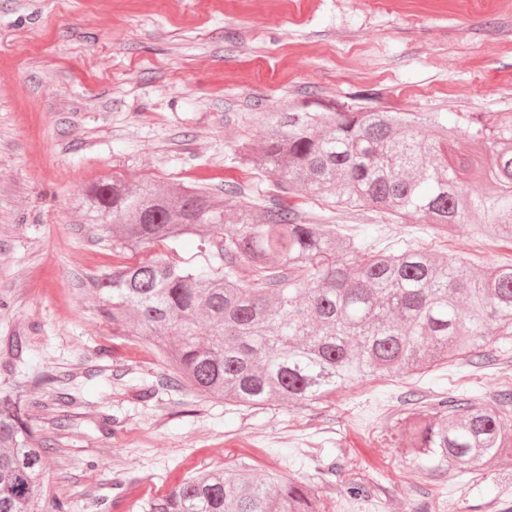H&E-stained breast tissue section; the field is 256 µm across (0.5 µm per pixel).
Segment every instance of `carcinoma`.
Listing matches in <instances>:
<instances>
[{
  "mask_svg": "<svg viewBox=\"0 0 512 512\" xmlns=\"http://www.w3.org/2000/svg\"><path fill=\"white\" fill-rule=\"evenodd\" d=\"M460 120L484 150L465 164L455 162L439 112L299 103L272 113L261 147L236 150L242 165L276 177L277 195L262 204L232 180L221 197L201 186L97 179L77 206L112 250L149 252L195 235L208 253L204 265L155 253L103 271L93 281L102 313L113 331L138 330L172 363L167 385L247 408L318 405L369 377L476 365L488 351L511 360L512 263L476 275L435 240L476 217L474 235L512 241V118ZM474 177L490 192L466 193ZM299 193L392 221L416 215L429 240L379 248L282 202ZM400 420L416 484L450 467L478 477L488 458L512 477V387L487 401L453 390L423 397ZM30 421L20 396L0 391V512H69L62 500L42 506L45 461L57 449L32 443ZM339 469L327 460L316 483L259 477L244 465L199 470L138 512H324L319 483ZM367 497L361 482L336 493L344 508Z\"/></svg>",
  "mask_w": 512,
  "mask_h": 512,
  "instance_id": "cac0c4a2",
  "label": "carcinoma"
}]
</instances>
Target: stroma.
<instances>
[{
  "label": "stroma",
  "mask_w": 512,
  "mask_h": 512,
  "mask_svg": "<svg viewBox=\"0 0 512 512\" xmlns=\"http://www.w3.org/2000/svg\"><path fill=\"white\" fill-rule=\"evenodd\" d=\"M368 91L396 111L512 116V0H0V389L22 391L36 441L58 447L50 492L70 512H101L100 498L102 512H136L198 469L241 462L308 481L330 457L342 471L322 491L326 512L352 481L371 496L350 512L512 506V481L493 463L479 480L452 467L416 490L392 430L408 393L498 394L496 356L368 380L317 408L236 407L166 387L171 364L113 338L92 293L102 270L149 254L99 241L74 206L87 184L116 175L220 190L230 179L264 200L274 178L239 166L234 150L261 146L265 115L305 99L358 106ZM296 204L383 245L429 234L412 216L370 223ZM445 252L478 273L512 259L511 244L475 245L466 225ZM104 346L110 359L98 357ZM146 382L159 387L147 402ZM58 392L81 400L62 427L48 405Z\"/></svg>",
  "instance_id": "35a3bbf8"
}]
</instances>
